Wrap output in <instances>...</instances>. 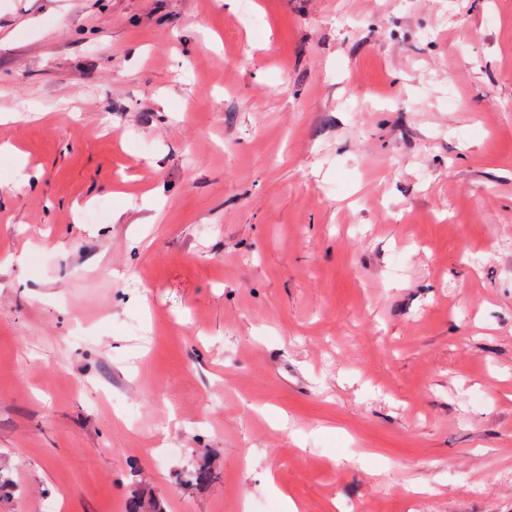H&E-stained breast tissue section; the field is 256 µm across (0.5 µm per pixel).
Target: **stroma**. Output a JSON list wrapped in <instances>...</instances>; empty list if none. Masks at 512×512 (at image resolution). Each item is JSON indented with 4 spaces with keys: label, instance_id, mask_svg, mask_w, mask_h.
Listing matches in <instances>:
<instances>
[{
    "label": "stroma",
    "instance_id": "obj_1",
    "mask_svg": "<svg viewBox=\"0 0 512 512\" xmlns=\"http://www.w3.org/2000/svg\"><path fill=\"white\" fill-rule=\"evenodd\" d=\"M133 463L512 512V0H0V512Z\"/></svg>",
    "mask_w": 512,
    "mask_h": 512
}]
</instances>
